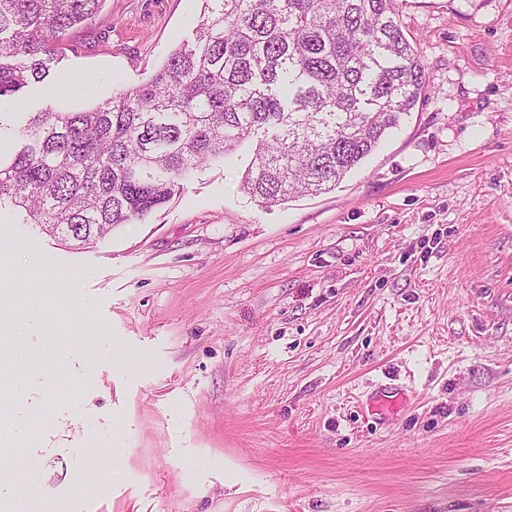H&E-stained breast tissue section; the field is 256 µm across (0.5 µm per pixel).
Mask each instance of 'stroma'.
I'll list each match as a JSON object with an SVG mask.
<instances>
[{
  "instance_id": "obj_1",
  "label": "stroma",
  "mask_w": 512,
  "mask_h": 512,
  "mask_svg": "<svg viewBox=\"0 0 512 512\" xmlns=\"http://www.w3.org/2000/svg\"><path fill=\"white\" fill-rule=\"evenodd\" d=\"M427 89L333 190L265 206L252 157L83 247L0 216L56 335L0 352V512H512V0H402ZM203 0H106L45 88L148 80ZM392 401L385 414L374 402Z\"/></svg>"
}]
</instances>
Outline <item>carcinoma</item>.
<instances>
[{"instance_id":"1","label":"carcinoma","mask_w":512,"mask_h":512,"mask_svg":"<svg viewBox=\"0 0 512 512\" xmlns=\"http://www.w3.org/2000/svg\"><path fill=\"white\" fill-rule=\"evenodd\" d=\"M193 41L85 110L26 112L0 138V211L89 244L256 141L242 188L266 204L332 190L425 93L399 0H204ZM105 0H0V98L41 86Z\"/></svg>"}]
</instances>
